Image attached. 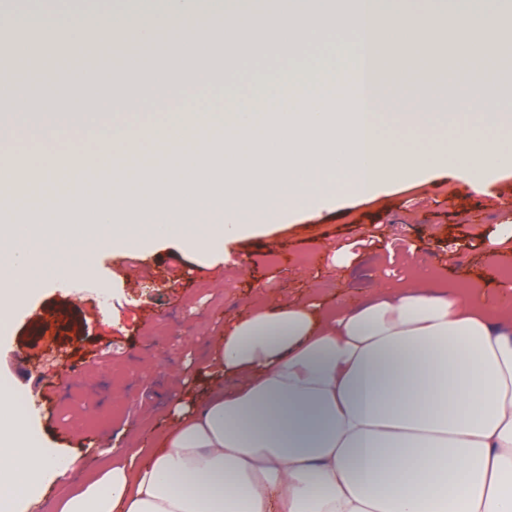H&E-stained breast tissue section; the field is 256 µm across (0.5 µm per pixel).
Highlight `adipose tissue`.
<instances>
[{
  "label": "adipose tissue",
  "instance_id": "obj_1",
  "mask_svg": "<svg viewBox=\"0 0 512 512\" xmlns=\"http://www.w3.org/2000/svg\"><path fill=\"white\" fill-rule=\"evenodd\" d=\"M373 18L368 39L379 71L399 56L404 72L387 83L392 111H352L345 89L297 78L278 88L256 78L228 95L211 87L223 51L244 45L262 26L274 44L319 32H350L352 17ZM239 33L227 36L200 0H166L162 21L132 15L84 24L70 51L81 54L110 29L126 58L150 69L163 24L178 33L167 64L141 97L138 124L112 123L104 158L134 141L142 153L169 146L165 170L141 166L90 188L103 200L91 217L77 193L61 192L59 166L40 167L0 226V326L41 283L46 270L81 280L102 243L113 252L149 250L166 237L191 253L220 251L226 239L264 234L298 213L330 209L343 193L367 200L396 183L424 181L449 159L468 179H489L512 164V94L487 98L500 72L493 42L458 17L453 50L466 65L453 76L456 103L410 111L413 79L433 67L424 47L430 29L384 0H249L235 9ZM30 52L19 44L14 68L0 72L9 115L31 137L63 139L83 112H123L111 94L127 70L75 66L49 73L80 92L34 107L17 83ZM207 114L218 139L187 143L182 125ZM476 129L496 128L494 142H455L449 154L399 151L397 122L423 134L447 130L458 115ZM38 202L41 224L26 209ZM68 222H59V207ZM202 394L174 405L158 447L133 446L97 468L58 512H512V307L487 311L465 289L434 291L430 279L380 286L367 302L321 311L303 303H263L238 317L209 348ZM21 392L0 387V498L36 491L59 468L39 448L20 405Z\"/></svg>",
  "mask_w": 512,
  "mask_h": 512
}]
</instances>
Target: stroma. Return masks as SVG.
<instances>
[{
    "label": "stroma",
    "mask_w": 512,
    "mask_h": 512,
    "mask_svg": "<svg viewBox=\"0 0 512 512\" xmlns=\"http://www.w3.org/2000/svg\"><path fill=\"white\" fill-rule=\"evenodd\" d=\"M112 2L0 0V9L15 14L14 32L32 45L43 33L30 25L29 14H52L53 38L65 45L75 28L111 14ZM111 121L89 114L72 130L70 144L24 137L7 154L30 168L46 153L66 158ZM472 133L463 116L442 140L391 130L400 150L419 154L440 153L445 143ZM427 182L433 194L402 186L368 203L347 198L316 218L279 224L259 237L226 240L222 253L208 257L190 254L175 240L117 257L111 244H104L82 289L66 297L59 293L63 280L48 278L20 307L30 321L14 315L7 329H0V383L22 388L40 446L84 467L119 453L132 439L165 429L177 399L203 392L205 379L196 370L211 341L259 300L361 301L377 284L405 280L411 265L441 269L452 284L483 282L496 262L491 241L506 222L505 211L512 210V172L500 174L497 194L478 205L454 166L435 169ZM261 252L277 253L280 260L257 264L254 257ZM103 291L109 294L105 307L99 303ZM44 326L51 334L35 339ZM61 342L88 366L74 387L59 380L60 364L45 361ZM76 478L73 472L49 476L19 502L18 512H57Z\"/></svg>",
    "instance_id": "1"
}]
</instances>
